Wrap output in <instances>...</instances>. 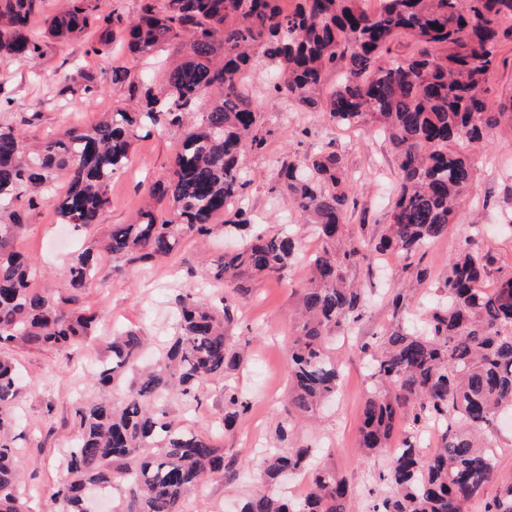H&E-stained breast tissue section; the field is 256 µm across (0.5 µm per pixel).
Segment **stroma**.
<instances>
[{"label":"stroma","instance_id":"stroma-1","mask_svg":"<svg viewBox=\"0 0 512 512\" xmlns=\"http://www.w3.org/2000/svg\"><path fill=\"white\" fill-rule=\"evenodd\" d=\"M62 8V0H39L37 4L32 21L44 42L43 56L32 63L0 56V123L20 128L35 141L59 136L70 127H91L104 113L125 106L126 88L113 83L112 73L126 70L135 74L143 69L142 62L117 42L97 55L89 50L93 42L89 35L67 43L50 40L46 23ZM78 67L97 78L101 87L98 96L88 99L64 93L67 78ZM267 77V68L258 67L251 93L253 105L262 112L272 135L264 152L247 158L253 184L245 203L257 217L258 230L276 233L282 228V219L293 222L301 247L280 278L254 282L247 298L235 302L237 318L231 334L233 343L246 356L244 367L229 379L204 382L199 405H186L176 394L165 401L171 419L207 432L223 448L225 462L232 465L231 477L220 476L189 491L183 512H240L243 503L262 487L261 448L301 445L317 447L323 466L348 481L352 489L348 512H368L379 495L376 476L386 467L389 454L382 451L366 457L358 448L368 387L367 361L361 347L376 342L394 320L405 323L425 317L433 299L434 281L444 278L449 256L468 235L479 234L482 244L497 253L504 266L512 265V235L499 229L503 211L512 204V130L494 133L474 192L466 199L456 223L449 226L447 236L427 249L422 265L429 271L428 280L407 281L403 259L381 258L372 252L353 268L351 277L367 298L366 311L336 339L342 383L312 424L286 416L284 408L288 403V350L297 330L298 293L308 276L306 259L317 249L318 240L311 218L290 210L286 199L271 193L274 163L288 152L302 156L330 145L358 184L348 204L350 228L362 230L367 238L377 236L388 222L398 169L391 146L375 130H342L332 126L322 111L273 105L264 94ZM173 153L174 139L169 133L154 130L136 140L132 162L113 178L102 222L95 227L77 230L59 223L51 202L28 211V229L17 240L16 248L39 267L34 288L58 287L65 257L73 247L90 245L111 225L130 223L150 185L167 173ZM234 242V237H220L205 246L187 238L165 261L124 267L120 274L105 284L92 285L82 296L85 308L104 313L95 336L66 355L18 352L25 389L15 403L21 423L14 436L29 512H48L52 493L66 477L62 453L78 432L73 423L78 402L91 397L116 404L125 397L123 388L100 387L89 374L112 333L136 330L149 336L152 351L164 349L175 332L178 294L190 289L217 306L230 296L229 288L210 278L209 269ZM401 290L407 292L408 301L397 318L388 300ZM228 383L236 386L249 404L229 430L224 427V386ZM283 420L288 423V436L282 440L277 426Z\"/></svg>","mask_w":512,"mask_h":512}]
</instances>
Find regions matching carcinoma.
<instances>
[{"label":"carcinoma","instance_id":"carcinoma-1","mask_svg":"<svg viewBox=\"0 0 512 512\" xmlns=\"http://www.w3.org/2000/svg\"><path fill=\"white\" fill-rule=\"evenodd\" d=\"M141 0L124 25V45L136 59L172 46L181 60L168 65L158 87L126 70L112 83L128 84L132 111L108 112L88 129L26 145L11 125H0V512H24L14 460L11 414L22 386L8 349L62 352L94 335L100 318L80 306L89 285L105 283L122 265L106 268L99 253L130 264L167 259L180 241L202 242L221 226L251 224L238 206L251 185L244 160L264 150L261 114L245 80L264 59L271 64L269 96L285 106L319 109L339 128L373 127L397 156L399 186L390 224L369 241L350 235L349 197L356 185L343 159L323 146L303 158L278 160L275 186L316 225L319 249L309 260L310 279L299 294V325L290 346L286 412L313 415L336 396L340 370L332 335L362 319L365 298L350 272L369 249L408 261L421 282L427 269L412 258L448 234L462 200L473 188L476 153L503 126L512 128V96L491 104L488 76L504 40H512V0ZM37 0H0V55L34 61L42 45L30 35ZM101 16L96 0H67L48 24L66 42ZM410 39L405 51L396 40ZM343 80L324 94L328 74ZM65 91L90 95L96 78L82 70ZM218 88L207 112L194 107ZM165 127L182 132L166 178L154 182L149 202L132 224H114L100 247L69 255L63 287H30L34 265L14 249L24 211L55 192L60 173L67 189L55 207L60 223L89 228L102 223L112 178L129 166L139 134ZM299 251L294 233L243 239L211 268L233 296L245 298L259 277L281 276ZM495 288L487 290L488 280ZM438 297L421 324H397L378 344L362 346L369 388L361 415L359 447L366 455L388 447L403 422L441 432V448L423 461L413 435L391 453L379 484L390 495L372 512H464L487 487L497 486L485 512H512V476L503 477L492 442L484 441L498 416L512 411V268L498 265L480 240L466 237L448 259ZM177 332L167 352L134 370L146 339L134 330L112 336L93 380L125 383L119 406L103 400L75 407L76 442L66 458L70 479L52 494L60 512H91L94 489L117 485L115 512H181L185 494L226 471L223 449L204 432L167 420L172 393L198 401L203 382L238 370L243 357L230 341L232 305L215 309L189 293L176 298ZM247 403L224 385V426L232 427ZM309 447L274 451L265 459L269 486L248 498L241 512H346L348 482L316 463ZM311 472L305 494L285 498L270 487L290 474Z\"/></svg>","mask_w":512,"mask_h":512}]
</instances>
